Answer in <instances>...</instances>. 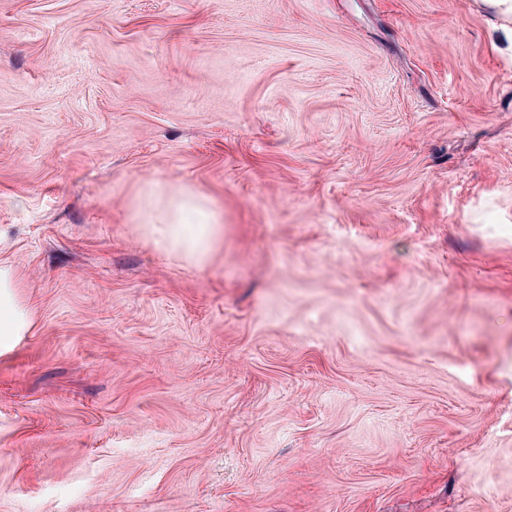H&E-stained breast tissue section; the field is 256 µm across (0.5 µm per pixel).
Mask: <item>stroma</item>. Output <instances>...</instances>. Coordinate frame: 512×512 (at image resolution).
Segmentation results:
<instances>
[{"mask_svg": "<svg viewBox=\"0 0 512 512\" xmlns=\"http://www.w3.org/2000/svg\"><path fill=\"white\" fill-rule=\"evenodd\" d=\"M224 213L205 268L150 183ZM0 512H512V37L477 0H0ZM138 207L155 247L197 268L209 263L224 232L213 200L191 186L151 184ZM18 288L22 287L13 265L7 261H1L0 355L12 351L20 336H26L32 325V312Z\"/></svg>", "mask_w": 512, "mask_h": 512, "instance_id": "stroma-1", "label": "stroma"}]
</instances>
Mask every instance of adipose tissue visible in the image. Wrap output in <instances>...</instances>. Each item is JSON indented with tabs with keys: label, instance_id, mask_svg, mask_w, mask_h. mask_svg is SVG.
<instances>
[{
	"label": "adipose tissue",
	"instance_id": "obj_1",
	"mask_svg": "<svg viewBox=\"0 0 512 512\" xmlns=\"http://www.w3.org/2000/svg\"><path fill=\"white\" fill-rule=\"evenodd\" d=\"M139 211L155 247L185 263L205 267L222 240L224 228L213 200L190 186L145 191ZM14 267L0 262V355L17 345L32 325V312L19 292Z\"/></svg>",
	"mask_w": 512,
	"mask_h": 512
}]
</instances>
